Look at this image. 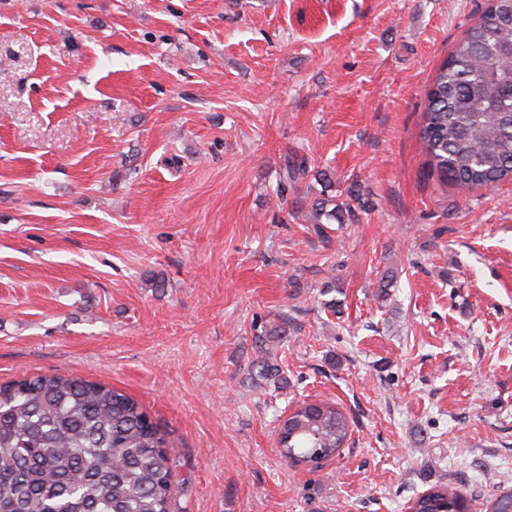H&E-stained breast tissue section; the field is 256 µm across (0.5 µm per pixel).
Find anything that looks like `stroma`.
<instances>
[{"instance_id":"stroma-1","label":"stroma","mask_w":512,"mask_h":512,"mask_svg":"<svg viewBox=\"0 0 512 512\" xmlns=\"http://www.w3.org/2000/svg\"><path fill=\"white\" fill-rule=\"evenodd\" d=\"M486 4L0 0V383L138 399L171 512H407L436 484L485 512L512 490V182L440 179L420 129ZM328 181L368 204L319 235L296 200ZM315 401L347 444L289 466L277 421ZM306 174L307 167L304 158H298L296 154L285 156L283 175L276 189L277 197L283 199L285 191L288 190V184L295 186Z\"/></svg>"}]
</instances>
